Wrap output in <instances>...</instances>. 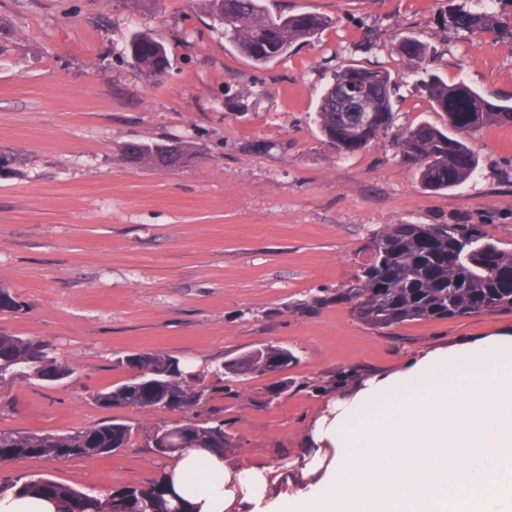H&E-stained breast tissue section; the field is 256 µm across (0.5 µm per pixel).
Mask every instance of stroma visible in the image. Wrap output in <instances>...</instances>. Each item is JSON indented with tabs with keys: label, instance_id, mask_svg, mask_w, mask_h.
Here are the masks:
<instances>
[{
	"label": "stroma",
	"instance_id": "obj_1",
	"mask_svg": "<svg viewBox=\"0 0 512 512\" xmlns=\"http://www.w3.org/2000/svg\"><path fill=\"white\" fill-rule=\"evenodd\" d=\"M266 4L330 24L257 69L201 0H0V287L22 304L0 313V332L49 342L74 370L57 385L1 389L0 430L175 426L181 412L108 410L91 395L125 380L117 360L128 354L199 369L271 342L298 357L288 394L252 406L279 381L270 373L233 383L220 404L240 442L232 466L288 465L304 453L328 375L391 373L417 351L512 330V313H494L382 334L329 300L385 224H482L512 248V126L472 132L475 174L434 192L391 146L337 154L314 120L334 70L356 65L403 75L398 127L444 125L395 50L404 35L430 46V71L448 84L512 104V44L444 31L436 19L448 0ZM136 30L165 45L162 78L131 63ZM368 31L380 35L371 47ZM134 140H180L196 155L180 170L136 168L123 158ZM170 465L136 435L94 458L0 464V478L38 474L106 493Z\"/></svg>",
	"mask_w": 512,
	"mask_h": 512
}]
</instances>
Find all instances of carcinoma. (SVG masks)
Returning a JSON list of instances; mask_svg holds the SVG:
<instances>
[{
	"instance_id": "1",
	"label": "carcinoma",
	"mask_w": 512,
	"mask_h": 512,
	"mask_svg": "<svg viewBox=\"0 0 512 512\" xmlns=\"http://www.w3.org/2000/svg\"><path fill=\"white\" fill-rule=\"evenodd\" d=\"M206 13L224 28V38L238 54L260 69L288 55L290 48L317 36L329 24L319 14L297 13L272 17L261 0H202ZM496 0H448L440 16L442 28L458 34H494L512 44V13ZM130 44L138 55L136 66L148 77L168 73V53L158 56L142 33L133 34ZM396 52L410 73L424 69L429 48L414 36H403ZM371 83L372 104L386 120L396 121L395 107L401 77L381 68L344 66L336 70L317 106V124L324 141L334 145L336 126L353 122L356 114L338 112V92L354 76ZM420 89L436 112L447 122L438 126L421 121L404 129H391L384 136L402 163L415 168L424 188L445 191L468 181L478 167V158L467 144V135L493 126L512 125V105L493 104L492 112H468L480 94L464 83L450 85L429 75L419 79ZM126 160L135 166L183 168L194 159L191 146L180 143L177 157L167 159L152 150V144L130 142ZM371 252L349 282L336 290L335 300L350 305L353 317L373 330L389 329L405 322L440 321L482 314L512 312V248L495 240L483 224H386L366 239ZM22 304L6 288H0V313H17ZM136 365L127 369L128 379L93 393L103 408L131 407L159 411L165 405L167 388L182 391L184 423L172 427L165 437L171 446L166 458L188 448H206L228 458L239 448V440L225 430L223 409L208 405L216 388L207 376L242 381L248 377L279 372L298 361L290 349L265 344L226 359L204 371L168 377L165 355L138 353ZM29 380L54 383L73 374L71 366L53 355L44 340L0 333V370H22L31 361ZM290 381L280 379L253 405L266 408L288 392ZM135 427L109 422L74 428L61 433L26 430L0 431V463L30 458H91L114 451L112 442L123 448L131 442ZM13 491L19 496L50 499L56 512H193L189 499L173 492L167 470L157 472L148 486H121L108 495L85 492L34 476L0 482V495Z\"/></svg>"
}]
</instances>
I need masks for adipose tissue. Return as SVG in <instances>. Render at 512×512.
<instances>
[{
    "label": "adipose tissue",
    "mask_w": 512,
    "mask_h": 512,
    "mask_svg": "<svg viewBox=\"0 0 512 512\" xmlns=\"http://www.w3.org/2000/svg\"><path fill=\"white\" fill-rule=\"evenodd\" d=\"M305 479L236 470L200 448L171 469L201 473L198 512H512V332L410 358L326 402Z\"/></svg>",
    "instance_id": "1"
}]
</instances>
